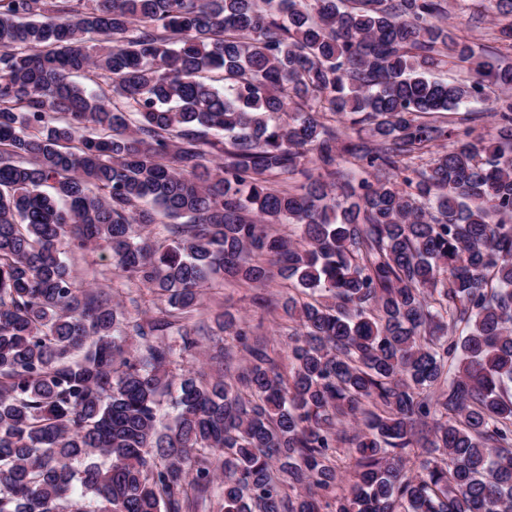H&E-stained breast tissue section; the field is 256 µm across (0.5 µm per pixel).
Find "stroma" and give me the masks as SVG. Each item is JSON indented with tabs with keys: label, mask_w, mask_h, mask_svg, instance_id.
<instances>
[{
	"label": "stroma",
	"mask_w": 512,
	"mask_h": 512,
	"mask_svg": "<svg viewBox=\"0 0 512 512\" xmlns=\"http://www.w3.org/2000/svg\"><path fill=\"white\" fill-rule=\"evenodd\" d=\"M446 4L453 32L473 43L480 60L496 62L500 43L490 19L474 21L463 0H446ZM69 261L78 282L109 294L125 313L141 318L154 315L155 307L150 296H138L136 289L127 286L119 277L108 251H80L71 255ZM281 283V278L277 277L265 287L253 289L243 283L224 281L208 289L201 306L186 321L197 335L198 346L191 353L175 356L171 367L173 374H180L187 367L212 377L221 375L234 379L242 373L247 359L241 346L217 324L218 316L229 312L248 325L251 339L267 342L269 348L275 350L280 373L289 375L292 359L288 355V343L293 324L284 313L288 291ZM258 294L267 299V308L255 307L253 298ZM219 348L229 354L228 365H219L214 360L213 355Z\"/></svg>",
	"instance_id": "obj_1"
}]
</instances>
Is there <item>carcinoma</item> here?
I'll return each instance as SVG.
<instances>
[{
	"instance_id": "1",
	"label": "carcinoma",
	"mask_w": 512,
	"mask_h": 512,
	"mask_svg": "<svg viewBox=\"0 0 512 512\" xmlns=\"http://www.w3.org/2000/svg\"><path fill=\"white\" fill-rule=\"evenodd\" d=\"M478 2L512 50V0ZM444 12L0 0V512H195L217 479L220 512H512V98L489 95L512 66L435 77L473 56ZM472 104L500 137L428 120ZM327 112L376 146L340 143ZM346 155L355 185L336 181ZM95 248L156 315L121 328L110 297L78 286L68 253ZM262 254L304 295L288 298L291 380L225 314L239 383L187 370L172 389L205 284L263 285ZM357 419L343 489L333 450Z\"/></svg>"
}]
</instances>
